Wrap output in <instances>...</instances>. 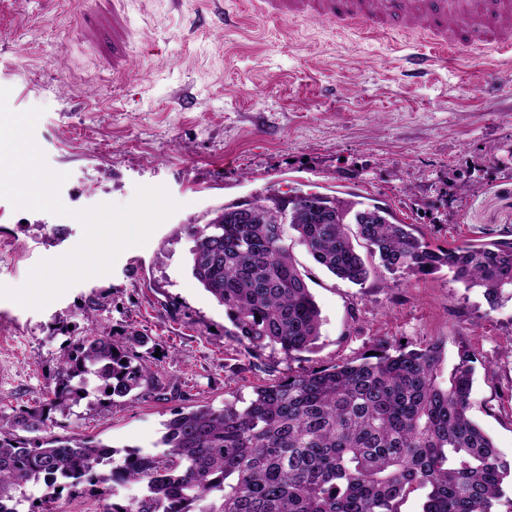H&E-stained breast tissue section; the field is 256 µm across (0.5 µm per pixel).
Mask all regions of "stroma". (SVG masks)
<instances>
[{
	"instance_id": "1",
	"label": "stroma",
	"mask_w": 512,
	"mask_h": 512,
	"mask_svg": "<svg viewBox=\"0 0 512 512\" xmlns=\"http://www.w3.org/2000/svg\"><path fill=\"white\" fill-rule=\"evenodd\" d=\"M243 26L228 28L224 12ZM425 36H374L313 20L257 15L252 0H0V86L9 105L43 108L35 139L61 200L80 210L125 204L165 186L180 208L110 274L73 285L41 310L0 299V416L39 405L62 348L93 331L147 337L160 389L112 404L90 392L57 436L118 453L152 450L174 412L245 404L257 387L378 346L476 356L470 414L512 455V301L491 306L448 270L363 285L318 267L288 243L320 309L315 349L250 356L220 306L192 277L188 227L214 209L269 192L346 196L386 206L432 245L512 235V72L466 46L424 76L404 58ZM134 65L135 76L124 68ZM70 217L0 199V284L16 287L41 259L81 240ZM48 512H103L98 488L62 489Z\"/></svg>"
}]
</instances>
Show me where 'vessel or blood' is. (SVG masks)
<instances>
[{
    "label": "vessel or blood",
    "mask_w": 512,
    "mask_h": 512,
    "mask_svg": "<svg viewBox=\"0 0 512 512\" xmlns=\"http://www.w3.org/2000/svg\"><path fill=\"white\" fill-rule=\"evenodd\" d=\"M255 9L274 20L312 18L372 32L425 28L441 53L495 40L512 49V0H255Z\"/></svg>",
    "instance_id": "vessel-or-blood-1"
}]
</instances>
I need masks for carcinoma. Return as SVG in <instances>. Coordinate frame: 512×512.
<instances>
[{
	"instance_id": "1",
	"label": "carcinoma",
	"mask_w": 512,
	"mask_h": 512,
	"mask_svg": "<svg viewBox=\"0 0 512 512\" xmlns=\"http://www.w3.org/2000/svg\"><path fill=\"white\" fill-rule=\"evenodd\" d=\"M215 212L189 228L191 274L221 306L251 354L271 346L288 356L310 352L321 311L287 244L286 230L319 266L353 285L371 274H432L443 267L492 304L512 301V239L433 248L386 209L339 197L300 193ZM353 224L356 231L347 232ZM362 244L361 254L356 244ZM144 340L93 333L63 347L45 402L0 418V512H19L18 493L97 480L116 451L100 440L31 437L57 425L81 399L79 383L97 381L112 403L159 386ZM445 344L303 370L259 387L243 407H191L174 413L156 453L132 451L119 468L140 497L104 504L103 512H400L426 491L422 512H497L512 479V458L469 417L476 357L468 348L444 366ZM112 393H107V389Z\"/></svg>"
}]
</instances>
